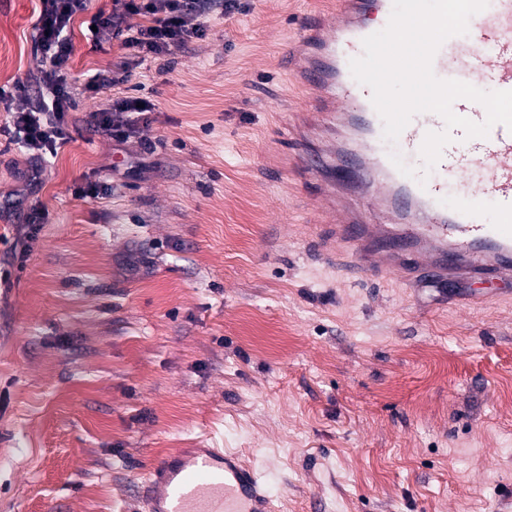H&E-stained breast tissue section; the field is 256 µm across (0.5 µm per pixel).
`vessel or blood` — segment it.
<instances>
[{
	"label": "vessel or blood",
	"instance_id": "vessel-or-blood-1",
	"mask_svg": "<svg viewBox=\"0 0 512 512\" xmlns=\"http://www.w3.org/2000/svg\"><path fill=\"white\" fill-rule=\"evenodd\" d=\"M391 9L392 0H331L326 12L306 16L293 75L315 103L311 127L360 132L353 185L371 197L376 217L358 211L343 195L344 185L334 177L335 145L301 161L298 170L319 175L321 197L359 245L358 264L401 275L420 258L446 275L511 280L512 131L497 124L487 137L469 139L454 129L426 183L412 181L390 160L370 89L350 73V60L362 55V40L371 33L367 15L378 13L385 22ZM468 34L469 47H459L454 37L441 45L433 59L435 75L476 87L489 80L498 89L512 90V0H497L494 9L474 15ZM443 128L437 114L416 115L400 135V147L418 154L426 132ZM469 172L477 175L470 195L448 206L449 177ZM486 200L493 209L489 216L482 207ZM146 505L149 512H272L258 475L220 448L159 459L150 472Z\"/></svg>",
	"mask_w": 512,
	"mask_h": 512
}]
</instances>
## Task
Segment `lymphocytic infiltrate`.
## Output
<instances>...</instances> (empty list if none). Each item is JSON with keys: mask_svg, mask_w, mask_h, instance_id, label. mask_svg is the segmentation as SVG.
Returning a JSON list of instances; mask_svg holds the SVG:
<instances>
[{"mask_svg": "<svg viewBox=\"0 0 512 512\" xmlns=\"http://www.w3.org/2000/svg\"><path fill=\"white\" fill-rule=\"evenodd\" d=\"M218 4L228 16L245 8L244 0H126L123 11L93 15L94 45L120 40L123 55L120 62L95 74L87 90L97 93L127 83L145 61L177 54L206 37L200 19ZM86 9L87 0H41L34 47L42 67L32 83L0 86V104L19 96L30 99L27 107L11 112L6 131L34 160L57 156L71 140L69 114L76 105L77 87L70 79L72 44L67 32ZM155 109L143 97L117 95L107 107L91 113L90 121L122 144L150 127Z\"/></svg>", "mask_w": 512, "mask_h": 512, "instance_id": "obj_1", "label": "lymphocytic infiltrate"}]
</instances>
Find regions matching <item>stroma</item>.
Wrapping results in <instances>:
<instances>
[{"label": "stroma", "mask_w": 512, "mask_h": 512, "mask_svg": "<svg viewBox=\"0 0 512 512\" xmlns=\"http://www.w3.org/2000/svg\"><path fill=\"white\" fill-rule=\"evenodd\" d=\"M40 6L0 0V86L38 73ZM326 6L217 10L135 69L119 90L155 103L153 152L90 126L105 93L78 96L39 189L0 134V512H147L153 464L213 446L276 512H512V282H405L321 247L336 227L294 165L322 144L291 134L311 103L289 79ZM122 7L76 17L79 82L118 61L87 25ZM87 183L111 190L76 196Z\"/></svg>", "instance_id": "35a3bbf8"}]
</instances>
